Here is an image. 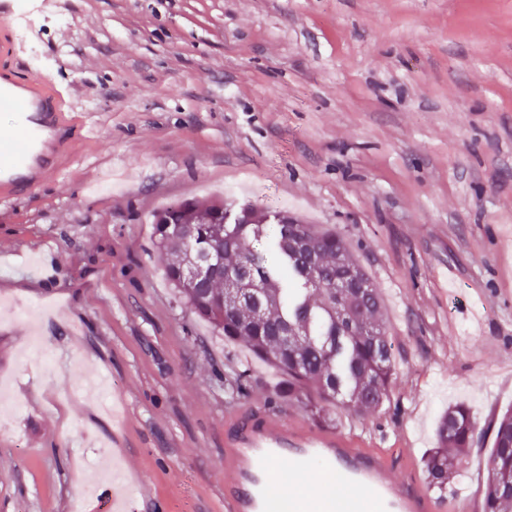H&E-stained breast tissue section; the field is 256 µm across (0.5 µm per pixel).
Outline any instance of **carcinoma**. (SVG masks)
Masks as SVG:
<instances>
[{
    "mask_svg": "<svg viewBox=\"0 0 512 512\" xmlns=\"http://www.w3.org/2000/svg\"><path fill=\"white\" fill-rule=\"evenodd\" d=\"M280 215L247 206L231 216L222 199L172 203L153 220L164 276L195 316L287 377L278 398L300 403L324 423L338 405L370 414L388 399L393 375L379 288L340 234L292 216L283 224ZM200 253L222 261V273L203 292L190 273L191 257ZM349 269L363 288H334ZM490 428L484 509L512 512V408ZM480 435L465 406L441 415L434 448L423 459L429 487L445 490L464 475Z\"/></svg>",
    "mask_w": 512,
    "mask_h": 512,
    "instance_id": "carcinoma-1",
    "label": "carcinoma"
}]
</instances>
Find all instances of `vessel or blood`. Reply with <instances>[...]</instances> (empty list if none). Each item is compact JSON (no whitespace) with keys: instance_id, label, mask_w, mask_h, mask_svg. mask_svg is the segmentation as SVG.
I'll return each instance as SVG.
<instances>
[{"instance_id":"1","label":"vessel or blood","mask_w":512,"mask_h":512,"mask_svg":"<svg viewBox=\"0 0 512 512\" xmlns=\"http://www.w3.org/2000/svg\"><path fill=\"white\" fill-rule=\"evenodd\" d=\"M13 14L14 0H0V109L15 115L13 125L0 131L2 201L52 182L84 138L63 91L21 70ZM315 461L350 489L346 512H461V499L435 495L407 456L367 447L332 428L286 420L255 402L224 414V512H329L324 495L297 500L276 489L278 465L303 472ZM397 467L405 471L403 480L392 475Z\"/></svg>"}]
</instances>
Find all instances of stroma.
I'll use <instances>...</instances> for the list:
<instances>
[{
    "mask_svg": "<svg viewBox=\"0 0 512 512\" xmlns=\"http://www.w3.org/2000/svg\"><path fill=\"white\" fill-rule=\"evenodd\" d=\"M25 65L84 126L0 202V512H75L112 453L159 512H224V414L289 419L285 377L179 301L152 216L184 198L333 230L380 288L388 400L337 432L421 461L442 413L485 434L449 492L484 512L512 407V0H17ZM249 372L247 395L233 386Z\"/></svg>",
    "mask_w": 512,
    "mask_h": 512,
    "instance_id": "1",
    "label": "stroma"
}]
</instances>
